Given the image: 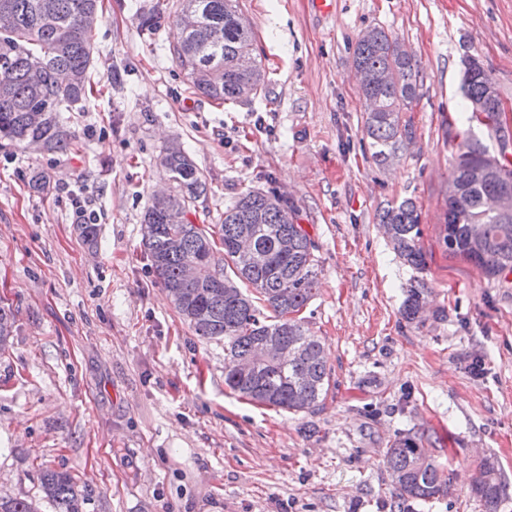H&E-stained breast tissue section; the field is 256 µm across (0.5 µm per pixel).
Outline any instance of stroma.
<instances>
[{
    "mask_svg": "<svg viewBox=\"0 0 512 512\" xmlns=\"http://www.w3.org/2000/svg\"><path fill=\"white\" fill-rule=\"evenodd\" d=\"M265 91L221 105L192 94L169 52L170 20L102 0L92 78L65 118L66 152L0 148V300L15 316L0 352V495L36 498L68 471L84 512H486L471 491L481 459L506 477L512 512V287L488 282L440 237L448 179L468 128L464 61L477 58L512 102V0H239ZM384 28L417 61L412 143L378 167L362 143L352 55ZM180 145L203 173L197 221L218 224L239 193L275 187L315 240L305 325L326 343L333 381L312 413L238 398L224 345L193 334L142 244L143 214ZM98 220L75 229V198ZM421 208L426 267L398 258L375 222L388 202ZM424 279L431 311L400 313ZM411 436L451 464L447 495L400 501L384 465Z\"/></svg>",
    "mask_w": 512,
    "mask_h": 512,
    "instance_id": "obj_1",
    "label": "stroma"
}]
</instances>
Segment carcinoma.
<instances>
[{"label": "carcinoma", "mask_w": 512, "mask_h": 512, "mask_svg": "<svg viewBox=\"0 0 512 512\" xmlns=\"http://www.w3.org/2000/svg\"><path fill=\"white\" fill-rule=\"evenodd\" d=\"M180 12L197 14L192 28L180 32L171 53L185 71L193 92L218 103L257 95L265 73L255 48L254 32L242 25L239 0H179ZM102 15L101 0H0V70L13 72V82L0 87V141L25 146L41 143L52 152L65 151L73 135L61 117L91 92L93 37ZM385 29L365 30L353 50V67L365 75L360 95L367 103L364 135L375 164L382 167L399 156L415 136L402 113L417 96L414 56ZM42 66L39 85L28 79L34 64ZM492 77L465 68L463 112L469 123L497 132L494 113L475 112L490 107ZM32 110L46 113L37 126L29 122ZM488 146L469 134L460 143L448 181V211L442 242L448 252L475 265L489 281H512V209L494 211L482 199L492 193V182L472 183L469 168L480 164ZM163 167L174 182L164 198H152L144 217V247L151 268L168 292L178 315L204 340L224 339V385L240 397L290 413L314 410L327 396L332 370L324 357V343L309 333L300 313L318 285V246L298 223L293 203L274 189L248 190L224 208L220 224H196L189 214L206 192V179L189 156L171 146ZM393 249L408 266L422 270L425 253L420 245L421 212L402 199L376 215ZM250 225L255 246L266 261L253 264L237 254L234 243L242 226ZM479 224L483 239L472 237ZM290 248L281 249L282 240ZM201 267L198 280L183 278L187 263ZM427 284L416 281L407 291L402 317L418 320ZM12 313L0 306V349L7 345ZM279 338L302 351L300 362H272L259 373H244L237 364L250 359L259 343ZM385 464L402 500L429 501L448 492L450 473L430 449L414 437H404L387 448ZM479 468L484 483L473 493L487 512H496L506 486L497 462L487 457ZM44 498L56 512H83L85 497L64 471L46 470L40 480ZM0 512H38L28 498L0 497Z\"/></svg>", "instance_id": "obj_1"}]
</instances>
